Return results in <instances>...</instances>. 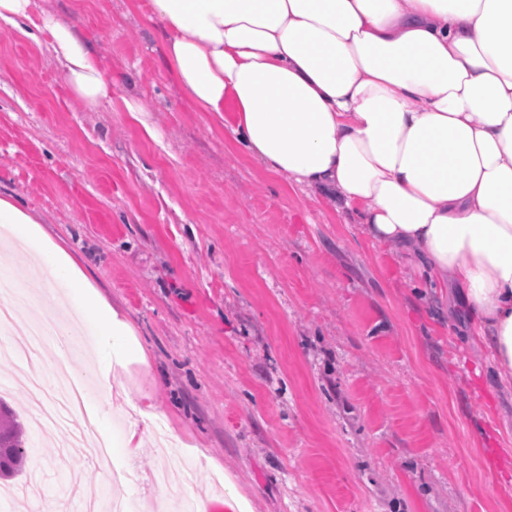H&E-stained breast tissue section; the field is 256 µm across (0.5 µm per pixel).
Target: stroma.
<instances>
[{"label":"stroma","mask_w":512,"mask_h":512,"mask_svg":"<svg viewBox=\"0 0 512 512\" xmlns=\"http://www.w3.org/2000/svg\"><path fill=\"white\" fill-rule=\"evenodd\" d=\"M113 76L82 111L47 45L0 24V197L18 200L133 320L147 364L119 388L151 396L132 457L111 467L44 436L28 380L0 358V399L28 437L0 512H48L65 477L132 512H202L232 474L254 512H512V397L495 391L462 311L422 296L354 212L244 158L168 74L160 24L133 0H35ZM149 111L137 122L129 107ZM190 497H165L154 482Z\"/></svg>","instance_id":"35a3bbf8"}]
</instances>
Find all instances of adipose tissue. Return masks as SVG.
<instances>
[{"label": "adipose tissue", "mask_w": 512, "mask_h": 512, "mask_svg": "<svg viewBox=\"0 0 512 512\" xmlns=\"http://www.w3.org/2000/svg\"><path fill=\"white\" fill-rule=\"evenodd\" d=\"M0 0V22L46 43L77 102L112 77L70 24ZM168 73L221 115L239 153L329 203L448 286L512 394V0H144ZM0 227L51 274L45 292L96 351V404L117 401L131 321L33 214L0 198Z\"/></svg>", "instance_id": "adipose-tissue-1"}]
</instances>
